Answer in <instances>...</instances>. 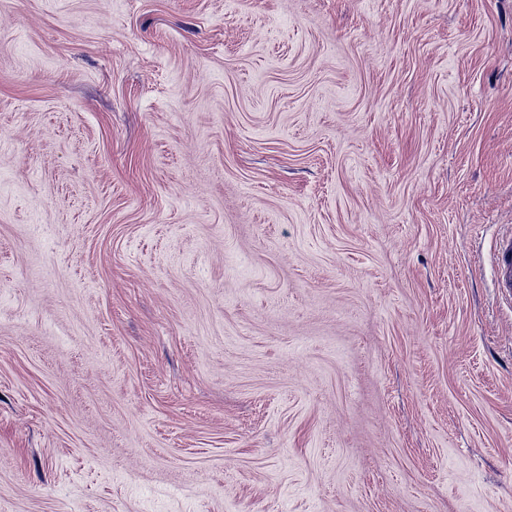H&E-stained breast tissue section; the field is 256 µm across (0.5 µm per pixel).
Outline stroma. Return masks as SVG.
<instances>
[{
	"label": "stroma",
	"instance_id": "1",
	"mask_svg": "<svg viewBox=\"0 0 512 512\" xmlns=\"http://www.w3.org/2000/svg\"><path fill=\"white\" fill-rule=\"evenodd\" d=\"M512 0H0V512H512ZM494 279L499 294L505 299L512 298V236L496 242Z\"/></svg>",
	"mask_w": 512,
	"mask_h": 512
}]
</instances>
